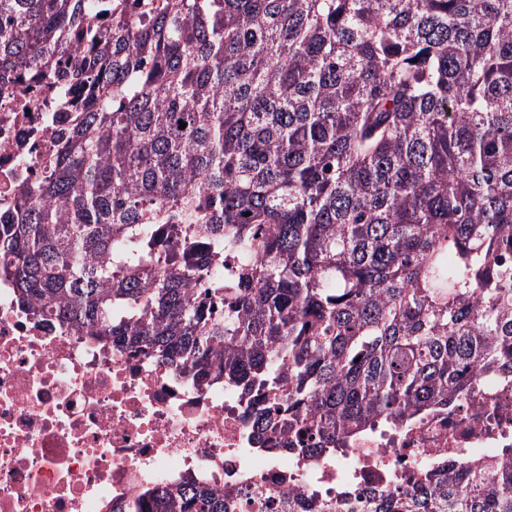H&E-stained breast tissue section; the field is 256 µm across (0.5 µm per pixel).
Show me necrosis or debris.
I'll list each match as a JSON object with an SVG mask.
<instances>
[{"label":"necrosis or debris","instance_id":"necrosis-or-debris-1","mask_svg":"<svg viewBox=\"0 0 512 512\" xmlns=\"http://www.w3.org/2000/svg\"><path fill=\"white\" fill-rule=\"evenodd\" d=\"M71 118L25 81L0 94V224L17 223ZM246 405L218 372L34 314L0 277V512H152L158 491L186 479L224 495L262 486L365 498L448 461L512 459V379L483 373L448 408L360 434L327 460L262 448Z\"/></svg>","mask_w":512,"mask_h":512}]
</instances>
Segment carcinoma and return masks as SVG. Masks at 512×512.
<instances>
[{"instance_id": "obj_1", "label": "carcinoma", "mask_w": 512, "mask_h": 512, "mask_svg": "<svg viewBox=\"0 0 512 512\" xmlns=\"http://www.w3.org/2000/svg\"><path fill=\"white\" fill-rule=\"evenodd\" d=\"M65 67L88 89L66 151L0 225L35 313L202 372L220 352L258 440L313 435L317 457L512 375V0H0V74ZM226 252L237 275L192 291ZM365 509L512 512V462L422 470Z\"/></svg>"}]
</instances>
